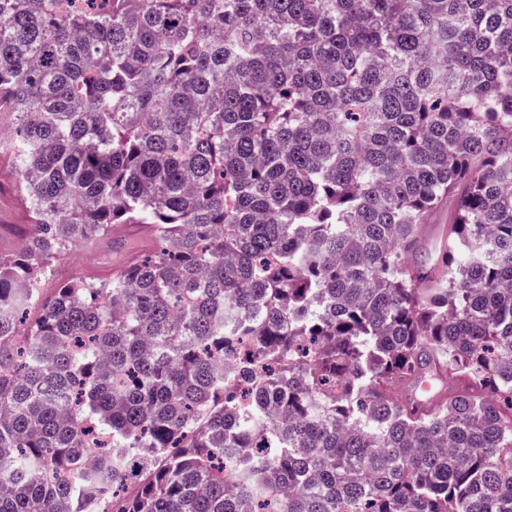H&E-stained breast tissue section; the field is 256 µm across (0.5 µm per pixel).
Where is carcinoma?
<instances>
[{
	"mask_svg": "<svg viewBox=\"0 0 512 512\" xmlns=\"http://www.w3.org/2000/svg\"><path fill=\"white\" fill-rule=\"evenodd\" d=\"M2 160L0 512H512V0H0ZM15 172L0 164V256H10L20 250L31 229L27 208L14 193ZM120 243L122 245H120ZM125 244V245H123ZM154 241L141 224H115L112 238L93 245L81 243L57 264L56 273L49 283H57L75 276H104L113 268L127 264L136 249H150Z\"/></svg>",
	"mask_w": 512,
	"mask_h": 512,
	"instance_id": "cac0c4a2",
	"label": "carcinoma"
}]
</instances>
